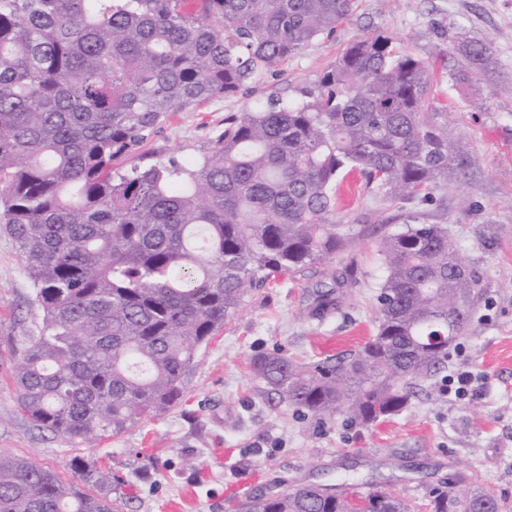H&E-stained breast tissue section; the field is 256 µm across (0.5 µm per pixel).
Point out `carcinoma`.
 I'll use <instances>...</instances> for the list:
<instances>
[{
    "label": "carcinoma",
    "instance_id": "cac0c4a2",
    "mask_svg": "<svg viewBox=\"0 0 512 512\" xmlns=\"http://www.w3.org/2000/svg\"><path fill=\"white\" fill-rule=\"evenodd\" d=\"M356 0H0V233L17 244L43 313L14 375L19 407L76 448L182 396L196 353L244 297L323 264L357 229L332 186L357 170L395 200L432 198L464 165L428 65L381 33L351 41L312 87L224 118L191 167L123 171L171 114L261 80L348 19ZM484 71L490 48L466 46ZM378 331L357 352L252 361L279 402L320 419L398 415L447 368L477 280L446 224L379 242ZM75 480L0 455V512H118L112 479L81 457ZM430 512H502L492 492ZM241 512H414L370 488L299 484Z\"/></svg>",
    "mask_w": 512,
    "mask_h": 512
}]
</instances>
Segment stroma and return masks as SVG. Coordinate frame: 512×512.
<instances>
[{
    "instance_id": "35a3bbf8",
    "label": "stroma",
    "mask_w": 512,
    "mask_h": 512,
    "mask_svg": "<svg viewBox=\"0 0 512 512\" xmlns=\"http://www.w3.org/2000/svg\"><path fill=\"white\" fill-rule=\"evenodd\" d=\"M379 31L433 66L465 170L432 201L409 204L367 188L359 173L340 176L336 218L360 235L335 259L276 277L245 297L198 350L174 408L81 450L19 407V341L38 335L43 320L18 247L0 233V454L28 458L67 482L73 456H84L111 475L121 512H238L258 491L304 483H343L353 492L373 484L421 505L431 487L459 471L469 487L493 492L503 512H512V0H357L333 36L314 39L247 90L174 113L123 166L171 156L194 164L223 130L225 115L296 96L318 83L346 44ZM466 41L488 42L495 65L457 83L451 75L464 62ZM410 214L447 225L480 280L446 371L425 382L407 410L366 426L344 414L307 417L266 393L252 372L255 356L346 357L375 336L383 278L375 225L385 217L389 230L399 231ZM328 289L341 304L313 315L316 291ZM462 370L476 379L460 399L448 377Z\"/></svg>"
}]
</instances>
